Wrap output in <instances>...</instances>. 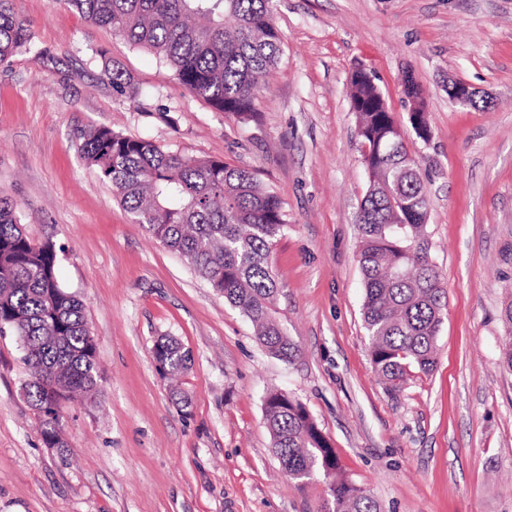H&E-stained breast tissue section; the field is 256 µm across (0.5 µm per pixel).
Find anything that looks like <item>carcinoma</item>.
<instances>
[{"instance_id":"carcinoma-1","label":"carcinoma","mask_w":512,"mask_h":512,"mask_svg":"<svg viewBox=\"0 0 512 512\" xmlns=\"http://www.w3.org/2000/svg\"><path fill=\"white\" fill-rule=\"evenodd\" d=\"M88 22L112 29L130 46L154 54L189 92L219 112L254 117L259 79L283 52L270 0H63ZM25 52L40 59L15 10L0 0V65ZM112 87L135 101L142 91L117 63ZM351 110L373 170L357 215L358 263L365 288L364 327L371 363L387 391L405 390L412 370L436 364L437 336L447 289L431 257L425 224L429 199L417 162L404 145L386 150L393 123L380 87L361 74L351 80ZM83 160L112 184L130 220L188 262L252 323L276 357L297 348L275 317L278 285L270 253L288 226L283 202L250 168L215 158H189L147 138L106 126L83 134ZM50 241L36 244L22 230L18 205L0 197V333L20 340L30 377L23 391L48 448L65 451L63 422L47 412L54 402L97 386V350L82 299L57 276ZM153 354L164 377L189 369V351L175 337L157 339ZM264 420L288 478L321 477L329 512H381L371 493L338 473L336 454L306 407L291 394L270 391Z\"/></svg>"}]
</instances>
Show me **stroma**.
<instances>
[{
  "label": "stroma",
  "instance_id": "stroma-1",
  "mask_svg": "<svg viewBox=\"0 0 512 512\" xmlns=\"http://www.w3.org/2000/svg\"><path fill=\"white\" fill-rule=\"evenodd\" d=\"M50 53L0 65V196L26 234L52 241L84 297L98 385L64 403L67 453L46 447L0 332V512H326L322 480L283 472L264 423L268 389L291 393L331 440L345 478L381 512H512V0H272L283 56L245 122L192 96L153 54L63 0H15ZM103 51L144 96L112 88ZM376 76L429 190L431 254L447 288L437 361L391 394L371 364L356 259L367 185L349 77ZM425 90L429 141L410 128L401 77ZM471 84L487 110L448 100ZM108 126L178 153L256 169L288 226L271 264L276 316L298 352L272 357L250 321L131 222L81 157ZM192 362L182 412L153 365L158 336Z\"/></svg>",
  "mask_w": 512,
  "mask_h": 512
}]
</instances>
